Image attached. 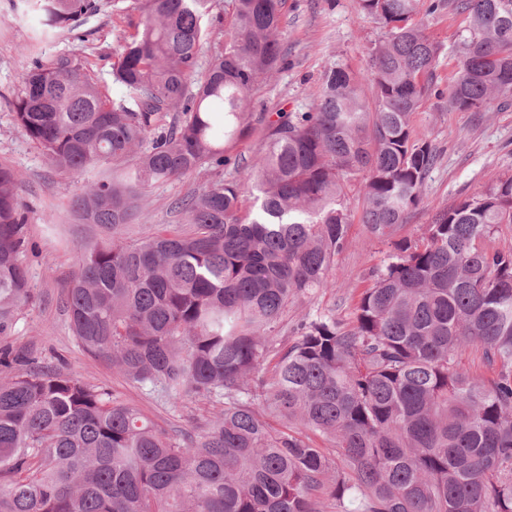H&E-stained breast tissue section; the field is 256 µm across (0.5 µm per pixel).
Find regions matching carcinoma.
Instances as JSON below:
<instances>
[{
  "label": "carcinoma",
  "instance_id": "obj_1",
  "mask_svg": "<svg viewBox=\"0 0 512 512\" xmlns=\"http://www.w3.org/2000/svg\"><path fill=\"white\" fill-rule=\"evenodd\" d=\"M23 2L40 41L104 7ZM231 3L230 40L202 69L216 0H112L139 13L112 65L117 101L75 53L19 74L15 120L51 162L121 172L72 203L104 231L77 246L65 283L78 343L146 392L216 412L170 431L0 347V512H512V249L492 245L512 226V177L435 214L421 239L400 236L436 161L411 125L441 95L423 17L467 19L448 104L480 112L512 97V0H358L383 29L370 85L330 67L305 111L267 123L243 179L174 202L183 223L128 237L149 187L224 169L251 91L283 61L286 0ZM359 175L362 224L388 258L350 323L315 310L285 338L288 305L333 285ZM17 190L0 165L1 340L32 301ZM469 348L491 375L461 367Z\"/></svg>",
  "mask_w": 512,
  "mask_h": 512
}]
</instances>
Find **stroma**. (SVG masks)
I'll return each mask as SVG.
<instances>
[{"mask_svg": "<svg viewBox=\"0 0 512 512\" xmlns=\"http://www.w3.org/2000/svg\"><path fill=\"white\" fill-rule=\"evenodd\" d=\"M20 0H0V165L20 176L18 196L27 211L34 250L26 252L33 301L21 315L8 343L15 352L32 358L34 367H52L82 376L138 407L144 415L170 429L188 430L211 418L207 400L178 404L148 395L111 363L97 359L78 344L63 303V283L73 270V247L97 235L96 227L82 223L71 207L72 198L86 183L84 177L56 168L14 120L12 103L19 92L18 73L33 59H49L60 52H89L98 77L106 82L111 98L124 94L112 80V64L119 34L127 19L111 11L89 18L78 30L42 43L32 39V22L24 16ZM463 16L440 10L426 17V32L442 46L433 83L440 97H429L412 116L417 137L431 142L437 162L425 184L422 203L410 211L405 235L420 237L437 212L449 209L484 191L497 180L512 176V104L495 97L480 112H462L448 105L443 93L456 77V54ZM382 37L380 24L360 12L357 0H288L281 43L284 63L272 77L254 89L248 108L250 132L229 149L223 177L231 181L258 161L263 153V129L276 112L306 110L321 90L325 71L347 66L360 79L370 73L371 55ZM215 177L203 168L186 177L152 187L128 229L144 237L163 227L181 223L171 204L200 190ZM354 221L350 245L339 256L333 288L312 294L289 306L288 325L317 309L334 310L338 319L350 321L370 271L381 266L388 247L365 231L359 216L363 209L360 180L347 188Z\"/></svg>", "mask_w": 512, "mask_h": 512, "instance_id": "35a3bbf8", "label": "stroma"}]
</instances>
